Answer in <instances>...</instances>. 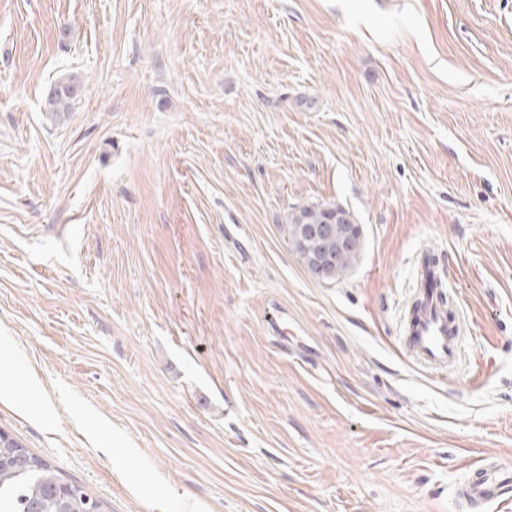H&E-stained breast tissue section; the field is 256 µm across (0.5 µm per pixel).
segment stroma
<instances>
[{
    "label": "stroma",
    "mask_w": 512,
    "mask_h": 512,
    "mask_svg": "<svg viewBox=\"0 0 512 512\" xmlns=\"http://www.w3.org/2000/svg\"><path fill=\"white\" fill-rule=\"evenodd\" d=\"M426 256L445 372L400 354ZM1 431L102 512H469L512 465V0H0ZM79 81L75 76H64L58 78L52 86H50L45 106L48 112L55 116H61L65 112H70L72 102L77 97L75 95V87H78ZM346 219V224H342V215ZM336 212L332 220L328 218ZM302 218L304 222L301 223ZM328 220V221H327ZM327 221V224L325 222ZM336 221V222H335ZM288 242L291 249L299 256L310 271L317 277L323 278L331 274L333 264L339 256L346 253L353 247L354 240L361 233V228L356 225L353 215L342 207L336 206L335 210L327 212L321 206H308L292 212L288 218ZM336 223V224H335ZM295 224H300L295 229ZM299 237L301 243L295 236ZM362 248V238L360 239L357 251L347 258L343 259L336 270L327 278L336 280L346 274L356 263ZM308 263V265H307ZM512 474L508 465H479L471 467L465 474L459 496L470 503L487 506L510 500Z\"/></svg>",
    "instance_id": "obj_1"
}]
</instances>
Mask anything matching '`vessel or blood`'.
<instances>
[{
	"instance_id": "b4317fda",
	"label": "vessel or blood",
	"mask_w": 512,
	"mask_h": 512,
	"mask_svg": "<svg viewBox=\"0 0 512 512\" xmlns=\"http://www.w3.org/2000/svg\"><path fill=\"white\" fill-rule=\"evenodd\" d=\"M408 316L404 353L429 367H453L460 354V323L443 295L442 274L431 261L421 266L419 288ZM459 495L482 506L505 502L512 496V469L499 464L469 468Z\"/></svg>"
}]
</instances>
